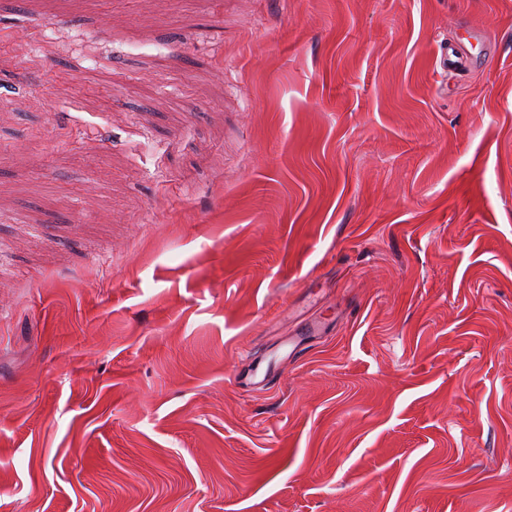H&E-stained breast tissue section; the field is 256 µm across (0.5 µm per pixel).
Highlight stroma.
<instances>
[{
	"instance_id": "obj_1",
	"label": "stroma",
	"mask_w": 512,
	"mask_h": 512,
	"mask_svg": "<svg viewBox=\"0 0 512 512\" xmlns=\"http://www.w3.org/2000/svg\"><path fill=\"white\" fill-rule=\"evenodd\" d=\"M0 512H512V0H0ZM319 329L313 323H305L304 325L295 328L290 336H280L277 343V348H291L290 354L299 352L303 349L305 340L311 337L318 336ZM260 365V361L251 360L246 369L238 372L236 382L246 390L262 389L267 384L268 371L260 372Z\"/></svg>"
}]
</instances>
